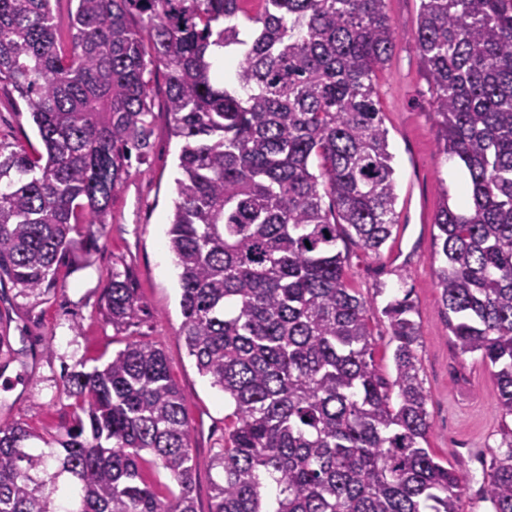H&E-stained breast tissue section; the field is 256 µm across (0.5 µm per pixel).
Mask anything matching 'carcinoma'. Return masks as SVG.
Returning a JSON list of instances; mask_svg holds the SVG:
<instances>
[{
    "label": "carcinoma",
    "mask_w": 512,
    "mask_h": 512,
    "mask_svg": "<svg viewBox=\"0 0 512 512\" xmlns=\"http://www.w3.org/2000/svg\"><path fill=\"white\" fill-rule=\"evenodd\" d=\"M241 2L75 0L65 41L52 0H0V84L44 148L0 142V285L44 294L71 233L105 223L131 152L141 161L149 146L148 65L162 66L183 140L168 231L180 336L231 408L207 461L220 471L211 512H459L462 477L424 447L415 307L407 294L383 307L386 380L338 250L349 239L377 255L395 224L373 100L397 39L386 0H259L254 15ZM415 44L437 147L464 174L434 219L442 310L457 351L496 368L512 417V0H420ZM104 295L116 325L141 307L118 274ZM66 390L64 433L0 426V512H196L201 461L158 344L129 341L67 374ZM506 445L482 488L492 512H512ZM145 462L177 490L159 495Z\"/></svg>",
    "instance_id": "obj_1"
}]
</instances>
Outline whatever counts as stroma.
Masks as SVG:
<instances>
[{
    "label": "stroma",
    "instance_id": "obj_1",
    "mask_svg": "<svg viewBox=\"0 0 512 512\" xmlns=\"http://www.w3.org/2000/svg\"><path fill=\"white\" fill-rule=\"evenodd\" d=\"M386 7L398 40L376 75L374 98L389 132L397 223L380 254L347 243L345 276L370 306L374 365L387 379L395 344L382 309L392 296L410 297L420 331L416 354L427 394L428 446L463 477L460 512H488L480 489L512 419L502 420L499 413L492 368L455 349L440 312L433 261L441 192L460 196L464 179L436 144L437 117L414 43L420 0H386ZM151 78L149 148L144 161H132L93 243L78 246L54 287L39 298L9 284L0 288V336L11 345L10 351H0V426L21 422L46 437L58 434L73 412L66 373L103 365L127 341L145 339L163 348L186 399L192 448L206 460L224 446L228 409L223 393L199 374L180 336L179 269L167 232L183 142L170 130L165 69H153ZM38 141L23 101L0 86V142ZM125 271L143 304L129 323L116 327L107 316L103 290L113 273Z\"/></svg>",
    "mask_w": 512,
    "mask_h": 512
}]
</instances>
